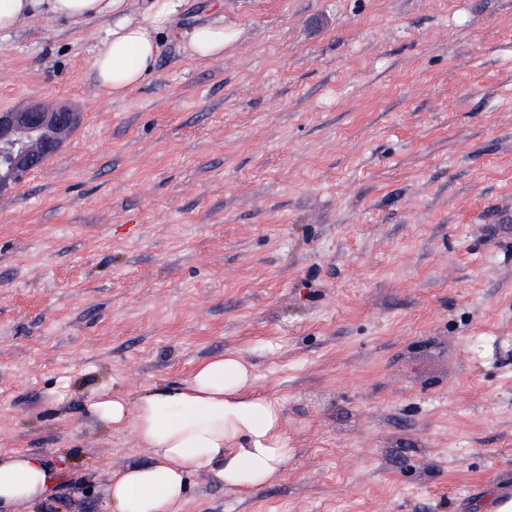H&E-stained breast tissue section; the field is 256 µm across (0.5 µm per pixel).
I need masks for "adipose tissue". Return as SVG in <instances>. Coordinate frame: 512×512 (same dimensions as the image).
Masks as SVG:
<instances>
[{"mask_svg":"<svg viewBox=\"0 0 512 512\" xmlns=\"http://www.w3.org/2000/svg\"><path fill=\"white\" fill-rule=\"evenodd\" d=\"M177 0H150L142 18L126 0H0V33L20 19L49 11L62 20L113 17L93 59L99 86L122 96L153 70L158 34L170 29ZM238 39L235 28L202 25L191 34L195 56L219 60ZM251 366L235 353L202 364L179 384L150 389L136 400L100 392L87 410L113 428H131L152 454L150 463L113 472L116 512H178L187 477L214 472L226 487L249 494L277 480L288 464V437L277 399L254 394ZM61 472L38 454L0 452V512L54 493Z\"/></svg>","mask_w":512,"mask_h":512,"instance_id":"adipose-tissue-1","label":"adipose tissue"}]
</instances>
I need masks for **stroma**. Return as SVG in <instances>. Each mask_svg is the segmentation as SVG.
<instances>
[{
    "instance_id": "stroma-1",
    "label": "stroma",
    "mask_w": 512,
    "mask_h": 512,
    "mask_svg": "<svg viewBox=\"0 0 512 512\" xmlns=\"http://www.w3.org/2000/svg\"><path fill=\"white\" fill-rule=\"evenodd\" d=\"M111 24L0 35V113L79 114L0 190V451L62 469L14 512H113L152 454L90 397L227 352L290 458L248 495L193 473L180 512H486L512 481V0H178L118 98ZM238 39V31L232 26L202 25L191 34L193 54L202 59L219 60L224 51L230 49Z\"/></svg>"
}]
</instances>
